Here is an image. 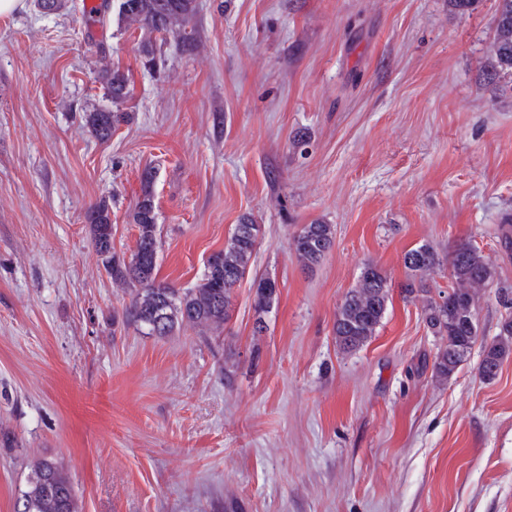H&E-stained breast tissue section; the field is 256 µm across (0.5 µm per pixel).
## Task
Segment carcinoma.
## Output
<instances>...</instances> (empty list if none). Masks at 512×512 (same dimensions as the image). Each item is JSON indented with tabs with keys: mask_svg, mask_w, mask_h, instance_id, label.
<instances>
[{
	"mask_svg": "<svg viewBox=\"0 0 512 512\" xmlns=\"http://www.w3.org/2000/svg\"><path fill=\"white\" fill-rule=\"evenodd\" d=\"M492 20L493 36L487 47L482 70L490 82L504 81L512 86V0H496ZM194 0H116L118 23L143 32L141 53L147 63L157 62V37H164L183 26L194 11ZM89 47L104 61L97 80L111 101L110 108H97L83 114L85 125L101 141L112 138L126 113L119 110L130 95L129 77L105 62L101 44ZM157 172L145 167L140 175L141 194L132 208L131 218L138 228L136 249L129 259L112 252V200L102 197L86 212L94 250L116 286L129 291L131 300L124 310L125 321L145 327L149 334L167 336L176 328L189 326L203 333L222 329L228 320L233 288L249 271L258 242L259 226L247 216L240 218L224 249L209 258L198 283L179 291L157 281L158 224L153 185ZM331 224H306L293 237L292 250L301 266L318 265L334 245ZM403 262L410 271L405 285L409 296L424 299L423 319L433 335L446 340L436 353L434 376L447 381L471 354L476 343L475 306L479 288L491 278L492 270L483 255L472 245H458L448 257L453 280L448 292L429 296L426 277L442 263L433 246L422 244L407 251ZM278 285L270 277H256L252 283L257 314L254 332L265 329L264 315L277 299ZM389 301L386 276L375 265H367L356 286L344 296L336 310L334 335L337 346L347 352L365 346L376 336ZM512 354V319L501 325L498 338L483 346L479 374L486 380L497 377L502 363ZM18 512H80L69 476L55 461L42 458L34 462L26 489L18 502Z\"/></svg>",
	"mask_w": 512,
	"mask_h": 512,
	"instance_id": "carcinoma-1",
	"label": "carcinoma"
}]
</instances>
